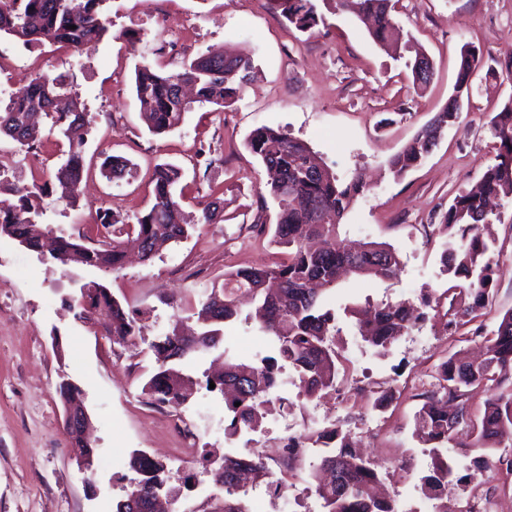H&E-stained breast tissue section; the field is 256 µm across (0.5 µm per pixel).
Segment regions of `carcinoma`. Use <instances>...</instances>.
<instances>
[{
  "label": "carcinoma",
  "instance_id": "obj_1",
  "mask_svg": "<svg viewBox=\"0 0 512 512\" xmlns=\"http://www.w3.org/2000/svg\"><path fill=\"white\" fill-rule=\"evenodd\" d=\"M107 2L0 0V33L13 35L26 45L49 43L79 50L109 33L112 20L104 10ZM274 4L300 31L317 25L314 0H274ZM336 5L342 12L367 20L375 42L386 44L395 36L392 0H336ZM421 57L418 53L415 61L408 63L417 89L425 88L432 76L430 64L423 73L417 70ZM481 62L482 52L477 47L461 57L457 89L469 87ZM253 69L251 58L221 51L200 55L177 72H163L145 63L138 67L134 79L140 115L151 133L170 132L181 125L194 101L222 110L241 100ZM181 82L193 86L194 99L179 95ZM460 110L457 99H450L443 111L389 159L391 175L400 179L419 165L448 126L459 119ZM36 113L49 117L51 130L67 140L66 159L54 171L53 182L74 200L83 176L85 140L78 131L87 124L85 105L57 78H30L21 91L9 96L5 106H0V135L33 149L39 141V130L32 123ZM490 133L496 140L495 162L476 188L454 198L438 225L447 235L441 253L444 271L465 282L461 288L445 291L452 295L445 312L448 328L474 321L488 304L494 268L493 242L485 236L490 221L487 205L492 197L512 195V100L492 117ZM247 146L267 173L266 186L279 206L273 237L288 248V256L272 266L241 267L225 275L222 285L213 287L194 309L200 333H174L152 345L158 368L143 387L157 403L180 405L187 401L185 382L189 376L183 372V362L219 348L221 325L240 315L237 295L245 293L255 304L254 318L269 354L261 357L258 365L237 363L224 356V373L214 384L224 397L236 430L254 428L262 422V398L278 382L285 363L298 373L303 395L310 399L347 375L348 359L335 348L338 318L324 307L323 295L337 287L343 277L393 279L401 271L399 255L386 242H364L352 254L338 240L344 215L356 198L369 190L362 176L339 181L317 161L306 142L267 126L253 130ZM8 176L9 171L0 170V191L6 185L10 195L0 200V236L11 237L41 255L43 238L52 235L50 257L63 265L76 262L117 271L128 252L136 251L149 260L160 245L189 235L191 225L183 221L176 198L181 172L172 164L155 167L153 202L137 222L130 225L105 214L102 227L108 230L110 241L100 240L93 247L63 233L57 235L52 225L38 222L49 183H10ZM84 289L89 302L81 304L76 317L84 322L103 321L112 344L128 343L135 335V318L102 284L84 282L79 290ZM431 303L429 297L418 306L369 302L365 316L357 307L344 313L353 318L355 334L363 342L386 348L424 322ZM473 335L484 339V358L470 361L453 355L442 361L435 390L422 395L423 403L416 413L417 428L432 448L433 470L424 479L423 492L433 499L442 498L456 468L482 472L496 464L493 456L498 449L512 447V310L504 314L496 330L485 335L478 327ZM477 396L483 397L478 405L474 404ZM317 440L327 446L317 463L314 485L323 512H397L393 501L373 495L378 474L355 453L348 435L332 429L318 435ZM462 445L477 453L468 464L448 458L450 449ZM129 468L136 474V487L117 501L115 512H154L149 491L165 483L166 465L135 450ZM219 476L222 501L207 502L189 512H244L240 495L246 494L248 484L269 478L270 471L262 462L226 457Z\"/></svg>",
  "mask_w": 512,
  "mask_h": 512
}]
</instances>
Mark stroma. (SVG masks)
I'll use <instances>...</instances> for the list:
<instances>
[{
  "label": "stroma",
  "mask_w": 512,
  "mask_h": 512,
  "mask_svg": "<svg viewBox=\"0 0 512 512\" xmlns=\"http://www.w3.org/2000/svg\"><path fill=\"white\" fill-rule=\"evenodd\" d=\"M316 5L320 21L306 32L269 0H109L110 35L78 51L27 46L0 33V87L12 92L23 77L61 75L88 112L82 191L72 206L56 192L44 197L45 223L89 240L102 234L105 212L135 223L150 205L155 166L171 163L182 169L183 210L195 224L187 239L164 246L148 262L130 259L116 272L63 267L0 236V512H113L129 488L127 463L136 449L166 461L167 484L179 492L170 508L185 512L217 491L209 457L248 441L268 446L258 433H229L224 398L206 386L211 355L187 364L195 385L186 403L155 407L142 392L155 366L151 343L176 329L192 332V308L226 272L285 256L271 232L278 207L262 189V168L245 145L263 125L305 141L341 180L364 174L373 187L349 209L339 239L389 243L402 262L394 279L351 278L328 294V308L339 315L338 341L350 361L348 382L342 397L304 402L288 422L305 435L341 429L383 475L398 507L414 503L433 512L434 501L422 492L433 460L416 431L420 404L414 387L445 356L478 352L470 339L474 325L451 331L439 314L380 353L355 336L343 311L369 300L438 297L452 286L440 263L437 226L453 198L477 183L497 154L488 123L512 99V84L491 66L512 52V0H398L394 17L402 40L393 53L375 44L363 23L340 12L335 0ZM165 14L180 19L182 29L161 31L156 20ZM122 31L138 34L139 42L119 39ZM470 43L484 60L468 92L460 94L458 64ZM213 48L253 60L254 76L242 100L221 112L194 105L180 127L151 134L134 96L136 69L149 62L175 70ZM419 49L431 59L434 75L418 94L405 63ZM456 94L462 100L458 122L420 166L394 179L388 160ZM62 150L53 134L30 151L0 138V154L12 156V173L24 182L49 179ZM109 156L128 160L123 177L105 176ZM214 200L222 221L198 223L201 205ZM501 212L493 226L494 298L476 323L487 333L512 308V199L503 200ZM260 221L268 226L262 235L255 229ZM90 280L135 312L140 332L128 344H112L102 325L81 322L68 309L79 283ZM241 310L242 317L225 323L222 347L254 362L266 350L257 324L245 317L249 304ZM64 380L79 387L90 415L96 454L89 472L80 471L68 453L59 395ZM381 387L393 388L396 398L375 438L367 427L376 413L371 393ZM178 418L199 437L188 456L174 426Z\"/></svg>",
  "instance_id": "35a3bbf8"
}]
</instances>
